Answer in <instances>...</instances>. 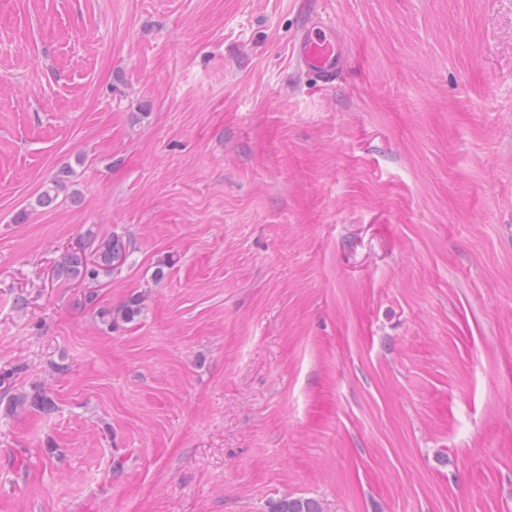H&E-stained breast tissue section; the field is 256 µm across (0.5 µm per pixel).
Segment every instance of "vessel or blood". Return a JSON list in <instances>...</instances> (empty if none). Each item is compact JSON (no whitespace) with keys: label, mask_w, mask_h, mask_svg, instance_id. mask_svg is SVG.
I'll return each mask as SVG.
<instances>
[{"label":"vessel or blood","mask_w":512,"mask_h":512,"mask_svg":"<svg viewBox=\"0 0 512 512\" xmlns=\"http://www.w3.org/2000/svg\"><path fill=\"white\" fill-rule=\"evenodd\" d=\"M291 56L297 71L323 85L335 83L345 64V50L326 16H312L296 34Z\"/></svg>","instance_id":"1"}]
</instances>
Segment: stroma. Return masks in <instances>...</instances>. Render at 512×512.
<instances>
[{
  "instance_id": "obj_1",
  "label": "stroma",
  "mask_w": 512,
  "mask_h": 512,
  "mask_svg": "<svg viewBox=\"0 0 512 512\" xmlns=\"http://www.w3.org/2000/svg\"><path fill=\"white\" fill-rule=\"evenodd\" d=\"M17 366L53 408L0 401V512H512V0H0ZM291 56L297 71L322 85L336 82L345 64V50L328 16L309 18L294 37ZM129 244L119 236L102 239L98 242L90 259L80 246L67 250L57 261L53 277L58 282L72 284L75 282L88 285L98 282L101 275L114 273L126 263ZM141 301L139 296L130 297L117 312L112 309L102 310L100 317L103 324L111 328L116 324L118 318L124 322H132L141 311ZM269 512H327L324 504L315 498L283 497L272 502Z\"/></svg>"
}]
</instances>
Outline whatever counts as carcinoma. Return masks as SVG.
Wrapping results in <instances>:
<instances>
[{
    "instance_id": "1",
    "label": "carcinoma",
    "mask_w": 512,
    "mask_h": 512,
    "mask_svg": "<svg viewBox=\"0 0 512 512\" xmlns=\"http://www.w3.org/2000/svg\"><path fill=\"white\" fill-rule=\"evenodd\" d=\"M129 255V244L118 236L103 239L98 242L92 256H86L83 248L66 251L57 261L53 277L61 282L72 284L75 282L84 283L88 286L98 282L100 276L113 273L126 263ZM141 297H131L120 307L118 311L103 310L100 317L104 325L111 327L116 324L117 319L131 322L141 311ZM20 373L16 368L10 372L0 374V388L3 394L9 395V402L16 407H31L44 412L49 411L52 406V399L44 392L33 396L25 393L11 392V379ZM269 512H326L324 504L315 498L303 496L283 497L270 506Z\"/></svg>"
}]
</instances>
